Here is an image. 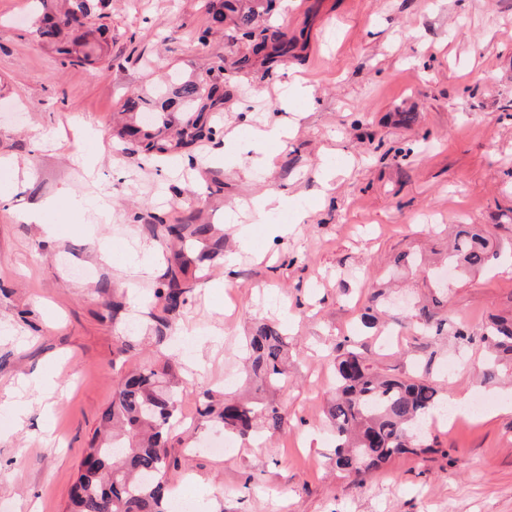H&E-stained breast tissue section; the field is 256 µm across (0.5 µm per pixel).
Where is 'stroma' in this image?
<instances>
[{"label": "stroma", "instance_id": "35a3bbf8", "mask_svg": "<svg viewBox=\"0 0 512 512\" xmlns=\"http://www.w3.org/2000/svg\"><path fill=\"white\" fill-rule=\"evenodd\" d=\"M257 12L255 31L287 42L286 57L254 53L232 13L211 27L205 0H109L100 61L65 65L35 32L34 0H0V158L14 164L0 186L18 188L0 200V401L13 404L0 412V512H65L117 378L173 355L189 383L169 481L196 512H512V376L485 380L481 341L415 331L411 308L435 291L393 264L444 252L455 225H482L502 257L456 278L433 312L474 332L512 314V0H260ZM219 61L218 133L184 149L193 167L139 164L123 101ZM277 123L290 137L263 143L259 162L238 160L237 141ZM64 189L105 196L110 223L65 209L48 214L49 234L17 219ZM277 189L289 233L262 224L241 239L229 215ZM173 224L224 231L223 250L181 275L187 301L174 314L156 294L178 269ZM133 252L156 257L136 300ZM371 305L379 321L361 328ZM143 319L145 338L127 343ZM262 322L291 338L287 388L263 393L288 428L215 455L224 430L202 417L200 393L246 388L236 347ZM184 325L194 335H179ZM350 344L381 373L488 405L437 420L432 450L357 482L333 464L324 416ZM40 375L56 382L44 399L27 387Z\"/></svg>", "mask_w": 512, "mask_h": 512}]
</instances>
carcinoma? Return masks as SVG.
Returning <instances> with one entry per match:
<instances>
[{
	"mask_svg": "<svg viewBox=\"0 0 512 512\" xmlns=\"http://www.w3.org/2000/svg\"><path fill=\"white\" fill-rule=\"evenodd\" d=\"M62 14L44 13L38 18L37 32L56 42L64 31L83 28L101 30L92 18L102 17L92 0H66ZM238 14V25L253 35L255 10L245 0H211L210 24L224 25V8ZM62 63H93L99 60L96 46L89 41L80 49H61ZM208 79L181 80L171 86L160 85L151 97L135 95L123 103V111L140 112L151 121L128 127L142 162L161 160L208 139L213 127L205 113L224 105L221 74ZM181 110L197 116L171 129L169 113ZM203 247L217 253L224 239L213 238L212 226L178 225V237L184 231ZM499 258L488 233L471 224H461L455 233L448 265L458 275L478 273ZM184 289L177 275L167 282L165 298L169 309L180 306ZM424 333L452 330L463 341L473 332L448 318L437 319L423 305L412 314ZM482 339L495 356L487 376L496 375L502 361L512 362V318L494 317L482 331ZM242 360L259 389H283L288 384V336L276 326L263 325L244 337L240 346ZM181 363L167 360L160 367L146 364L123 376L115 385L112 404L102 412V423L112 427V439L101 445L91 441L80 461L70 490L66 512H171L173 496L167 475L178 467L171 458L170 444L177 431L178 393L182 385ZM207 405L203 415L219 423L224 433L248 439L257 426L272 434L288 426V416L275 402L263 397L251 401L224 399L216 403L210 391H204ZM444 399L440 390L422 378H390L380 375L361 353L350 349L336 358V382L327 407V417L335 437L336 468L356 479L380 470L396 456L425 453L433 448V439L425 434L435 420Z\"/></svg>",
	"mask_w": 512,
	"mask_h": 512,
	"instance_id": "cac0c4a2",
	"label": "carcinoma"
}]
</instances>
